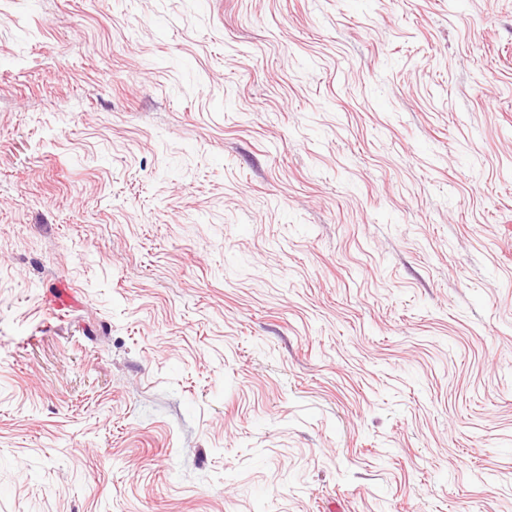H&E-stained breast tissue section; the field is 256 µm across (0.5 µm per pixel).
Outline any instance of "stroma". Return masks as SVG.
<instances>
[{
	"instance_id": "stroma-1",
	"label": "stroma",
	"mask_w": 512,
	"mask_h": 512,
	"mask_svg": "<svg viewBox=\"0 0 512 512\" xmlns=\"http://www.w3.org/2000/svg\"><path fill=\"white\" fill-rule=\"evenodd\" d=\"M0 512H512V0H0Z\"/></svg>"
}]
</instances>
